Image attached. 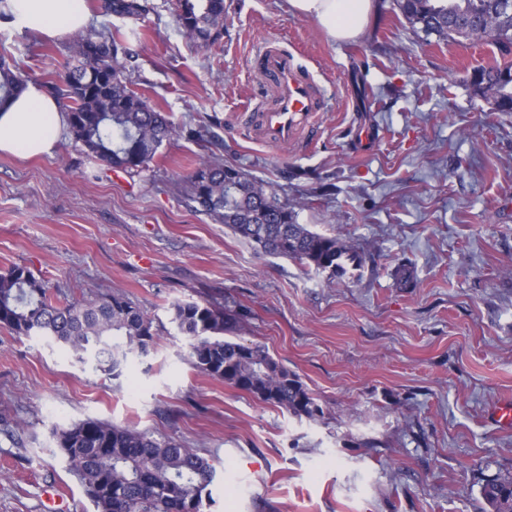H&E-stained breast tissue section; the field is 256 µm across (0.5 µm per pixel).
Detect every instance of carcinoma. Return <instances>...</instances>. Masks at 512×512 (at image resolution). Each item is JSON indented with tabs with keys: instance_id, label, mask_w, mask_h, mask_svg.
<instances>
[{
	"instance_id": "1",
	"label": "carcinoma",
	"mask_w": 512,
	"mask_h": 512,
	"mask_svg": "<svg viewBox=\"0 0 512 512\" xmlns=\"http://www.w3.org/2000/svg\"><path fill=\"white\" fill-rule=\"evenodd\" d=\"M408 23L441 41L455 40L452 24L482 19L501 36L492 39L501 59L480 67L475 93L491 97L498 111H512V16L501 17L497 0H396ZM108 16L136 21L148 10L147 0H102ZM224 0H175L180 33L200 48L224 34ZM140 38L130 27L110 25L73 34L77 65L63 84L48 91L62 100L74 139L91 159L127 173H138L153 161L164 142L185 136L201 144L202 129L180 127L153 107L127 82V44ZM28 73L0 60V102L24 85ZM185 206L209 216L245 239L256 251L297 260L343 277L363 267L362 257L336 238L311 231L297 213L263 182L224 160L199 163L181 190ZM246 315L210 301L172 305L170 323L189 340L188 362L196 370L223 380L296 417L322 413L300 378L265 348L246 345L234 334ZM0 325L18 335L42 336L66 345L75 359L92 360V370L119 376L127 355L148 353L158 329L154 318L120 295L72 301L26 268L0 273ZM69 471L84 488L97 512H205L208 486L215 472L209 461L173 439L156 438L135 427L99 420L81 421L58 433ZM491 512H512V477L481 486Z\"/></svg>"
}]
</instances>
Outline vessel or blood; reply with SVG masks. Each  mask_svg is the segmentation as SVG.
I'll list each match as a JSON object with an SVG mask.
<instances>
[{
  "mask_svg": "<svg viewBox=\"0 0 512 512\" xmlns=\"http://www.w3.org/2000/svg\"><path fill=\"white\" fill-rule=\"evenodd\" d=\"M254 65L258 72L275 78L276 103L251 127L252 139L271 146H293L314 137L319 114L327 109L323 87L306 68L296 64L290 52L279 48H260L254 55Z\"/></svg>",
  "mask_w": 512,
  "mask_h": 512,
  "instance_id": "b4317fda",
  "label": "vessel or blood"
}]
</instances>
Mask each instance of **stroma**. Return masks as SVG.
Here are the masks:
<instances>
[{
  "instance_id": "stroma-1",
  "label": "stroma",
  "mask_w": 512,
  "mask_h": 512,
  "mask_svg": "<svg viewBox=\"0 0 512 512\" xmlns=\"http://www.w3.org/2000/svg\"><path fill=\"white\" fill-rule=\"evenodd\" d=\"M127 78L209 148L164 143L139 175L65 134L53 155L0 153V273L26 267L82 301L119 294L164 322L119 378L60 344L0 326V512H95L57 432L99 419L196 449L214 466L207 512H490L480 488L512 476V112L473 94L489 42L445 43L375 0L362 38L331 41L289 0H224V36L200 48L171 0H147ZM287 48L328 92L314 147H268L240 119L273 103L252 67ZM0 57L35 82L73 65L69 37L0 19ZM212 152L269 185L298 223L353 245L355 279L257 253L178 188ZM411 265L412 288L395 267ZM246 312L238 339L264 346L321 406L297 418L193 369L169 323L178 301Z\"/></svg>"
}]
</instances>
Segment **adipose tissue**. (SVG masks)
Instances as JSON below:
<instances>
[{
	"label": "adipose tissue",
	"mask_w": 512,
	"mask_h": 512,
	"mask_svg": "<svg viewBox=\"0 0 512 512\" xmlns=\"http://www.w3.org/2000/svg\"><path fill=\"white\" fill-rule=\"evenodd\" d=\"M19 27L56 38L88 21L85 0H7ZM293 10L314 18L329 39L361 37L375 9L374 0H289ZM68 126L60 101L35 82L26 83L0 103V152L21 158L52 155Z\"/></svg>",
	"instance_id": "1"
}]
</instances>
